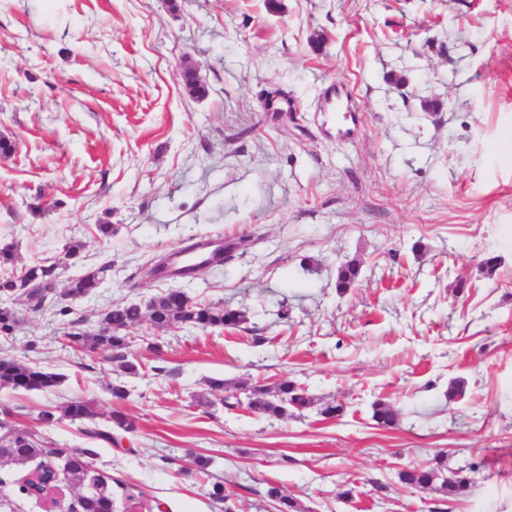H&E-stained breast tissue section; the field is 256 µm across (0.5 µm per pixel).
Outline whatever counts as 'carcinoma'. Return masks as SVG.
Returning a JSON list of instances; mask_svg holds the SVG:
<instances>
[{
	"instance_id": "carcinoma-1",
	"label": "carcinoma",
	"mask_w": 512,
	"mask_h": 512,
	"mask_svg": "<svg viewBox=\"0 0 512 512\" xmlns=\"http://www.w3.org/2000/svg\"><path fill=\"white\" fill-rule=\"evenodd\" d=\"M188 91L204 97L208 93L206 84L198 77L196 71L187 68L182 76ZM58 266L54 263L36 261L15 267L14 246L5 243L0 246V293H10L16 287L17 280L31 283L21 304L27 309L38 312L48 308V297L55 293L58 278ZM103 269L88 270L71 279L60 298L81 297L94 293L100 285ZM360 274L359 266L349 262L338 271L337 288L350 287ZM149 319L156 329H166L176 324L189 323L203 329L213 327H235L246 321L245 314L222 305L197 303L178 290H171L152 300L143 308L135 303L115 305L101 314L97 331L88 332L80 327V320L71 322L73 329L66 334L68 345L75 350H103L113 353L111 360L130 374L138 372V366L129 360L125 350L129 347L128 330ZM19 319L16 309L5 303L0 306V335L10 336L14 333ZM61 375L44 368L25 363L13 358H0V387L24 391H52L60 384ZM236 390L246 395L249 409L272 418H281L293 408L297 411L311 406L313 398L307 390L293 380H283L272 389L258 386L243 380ZM372 419L380 427H392L398 423L399 412L391 404L377 400L372 403ZM97 417L91 405L81 399L71 400L57 411L45 410L40 421L50 425L55 420L68 419L73 423L92 422ZM0 443L7 451L3 452L5 461L24 466L41 457L44 477L54 475L53 465L45 458L65 454L70 459V476L73 481L86 488L78 494L76 505L79 512H113L112 475L96 466L98 451L94 448H50L42 446L36 434L25 428H17L8 419L0 418ZM400 481L415 489H434L448 499H457L466 494L471 486L467 469L455 471L448 469V458L435 456L426 466H412L400 473ZM264 497L270 500L277 512H301L295 498L284 493L273 483L267 484Z\"/></svg>"
}]
</instances>
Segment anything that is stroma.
Instances as JSON below:
<instances>
[{
	"label": "stroma",
	"instance_id": "stroma-1",
	"mask_svg": "<svg viewBox=\"0 0 512 512\" xmlns=\"http://www.w3.org/2000/svg\"><path fill=\"white\" fill-rule=\"evenodd\" d=\"M279 3L0 0V138L14 147L0 242L19 264L60 262L61 290L104 270L68 315L19 309L0 358L62 382L2 387L0 409L47 446H96L117 504L132 487L141 512H274L270 483L303 512H512V0ZM336 80L359 106L348 139L322 98ZM208 235L233 259L142 279L149 259ZM351 261L360 275L337 289ZM172 289L246 321H142L135 375L67 346L71 320L94 330L109 306ZM285 378L313 407L273 419L221 404L236 381ZM71 399L133 427L93 444L82 424L41 423ZM377 400L399 410L395 428L375 425ZM330 401L344 411L329 421ZM439 453L470 468L465 496L401 484ZM215 482L227 501L209 497Z\"/></svg>",
	"mask_w": 512,
	"mask_h": 512
}]
</instances>
